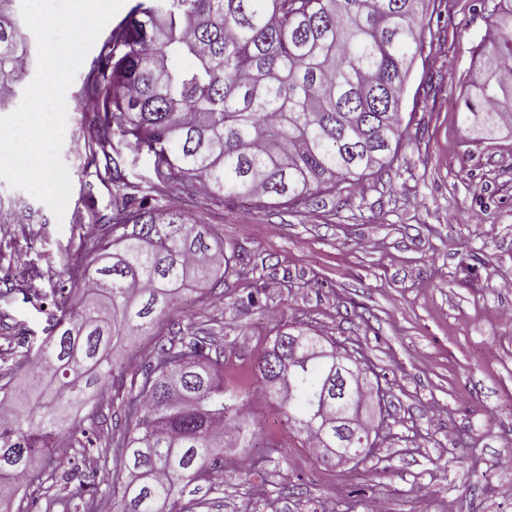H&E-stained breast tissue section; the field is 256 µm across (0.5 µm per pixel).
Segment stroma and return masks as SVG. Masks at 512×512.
<instances>
[{
    "mask_svg": "<svg viewBox=\"0 0 512 512\" xmlns=\"http://www.w3.org/2000/svg\"><path fill=\"white\" fill-rule=\"evenodd\" d=\"M497 0H430L424 47L402 99L404 141L393 163L314 204H235L172 183L154 187L153 159L103 143L84 108L85 81L111 30L103 28L67 89L61 148L71 193L63 217L0 179V204L23 220L0 224V387L32 406L20 364L59 302L82 291L69 273L96 250L112 215L141 197L177 205L213 232L228 256L216 290L186 291L174 323L129 337L115 358L133 381L158 344L191 319L248 392L264 447L228 448L221 479L190 482L167 512H512V128L477 145L460 125V83L485 44ZM124 182L116 184L114 171ZM258 292V306L246 297ZM316 333L366 360L385 391L361 419L378 442L362 464L322 462L289 430L259 387V358L280 332ZM108 388L86 404L83 436L50 446L39 492L0 512H116V427Z\"/></svg>",
    "mask_w": 512,
    "mask_h": 512,
    "instance_id": "stroma-1",
    "label": "stroma"
}]
</instances>
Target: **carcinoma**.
<instances>
[{
	"mask_svg": "<svg viewBox=\"0 0 512 512\" xmlns=\"http://www.w3.org/2000/svg\"><path fill=\"white\" fill-rule=\"evenodd\" d=\"M427 0H136L112 29L88 75L87 105L106 137L154 159L158 184L201 185L224 200L301 203L362 180L397 156L401 94L420 53ZM488 32L489 66L464 84L462 124L489 135L512 126V0ZM0 0V88L17 94L32 48ZM194 64L183 67L179 60ZM211 232L180 209L147 204L112 214V241L77 264L86 298L66 306L23 365L32 412L0 421V499L38 480L49 440L80 426L84 403L116 376L112 349L169 320L188 274L224 280L211 261ZM142 367L120 399L124 430L114 453L118 512H164L194 480L224 469V436L255 448L247 397L224 385L223 368L190 323ZM294 339L275 337L257 364L303 442L326 449L332 420L321 396L336 348L314 365L296 362Z\"/></svg>",
	"mask_w": 512,
	"mask_h": 512,
	"instance_id": "1",
	"label": "carcinoma"
}]
</instances>
